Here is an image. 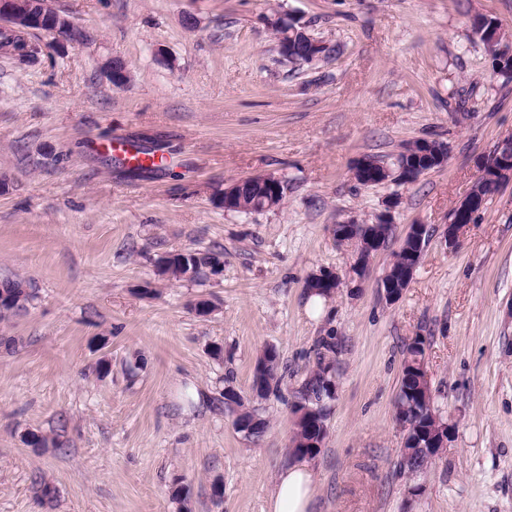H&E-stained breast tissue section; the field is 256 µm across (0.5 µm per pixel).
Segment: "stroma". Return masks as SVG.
<instances>
[{
    "instance_id": "obj_1",
    "label": "stroma",
    "mask_w": 512,
    "mask_h": 512,
    "mask_svg": "<svg viewBox=\"0 0 512 512\" xmlns=\"http://www.w3.org/2000/svg\"><path fill=\"white\" fill-rule=\"evenodd\" d=\"M87 42L0 53V279L37 298L0 321V512H268L290 463L296 392L323 337L337 395L314 457L315 512H512V184L459 243L443 232L478 164L512 135V77L495 74L479 15L512 33V0H52ZM299 18L329 54L296 66L273 12ZM128 72L114 86L107 70ZM447 143V164L411 185L358 184L363 155ZM122 139L161 148L165 168L105 159ZM272 175L282 206L224 210L226 184ZM394 203L395 232L362 284L333 227ZM412 224L430 240L394 303L380 286ZM221 253L217 277L170 282L157 259ZM343 282L323 308L307 281ZM209 301L196 315L190 305ZM422 340L434 406L454 427L428 471H401L395 419L406 349ZM221 347L214 357L213 347ZM283 376L239 432L224 390L250 396L260 353ZM106 377H99L100 366ZM57 433L60 448L27 445ZM55 490L40 502L38 483ZM221 484L222 499L212 495ZM422 485L417 497L408 489Z\"/></svg>"
}]
</instances>
